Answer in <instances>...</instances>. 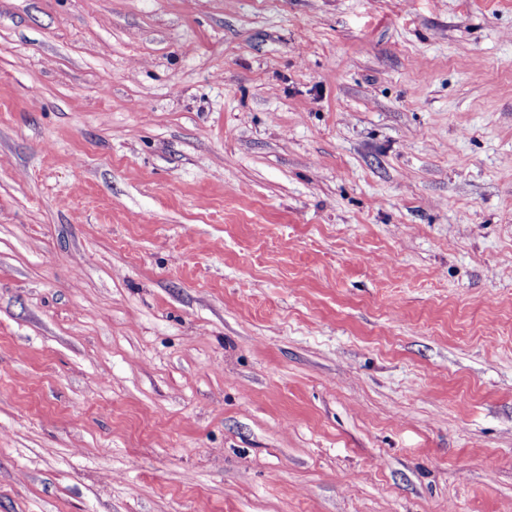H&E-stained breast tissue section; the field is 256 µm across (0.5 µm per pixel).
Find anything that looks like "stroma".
I'll return each instance as SVG.
<instances>
[{
  "label": "stroma",
  "instance_id": "35a3bbf8",
  "mask_svg": "<svg viewBox=\"0 0 512 512\" xmlns=\"http://www.w3.org/2000/svg\"><path fill=\"white\" fill-rule=\"evenodd\" d=\"M0 512H512V0H0Z\"/></svg>",
  "mask_w": 512,
  "mask_h": 512
}]
</instances>
